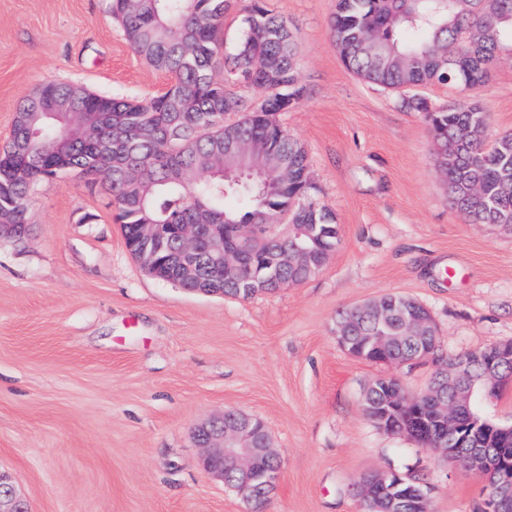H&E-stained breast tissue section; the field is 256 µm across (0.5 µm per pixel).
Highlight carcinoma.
I'll return each instance as SVG.
<instances>
[{
	"mask_svg": "<svg viewBox=\"0 0 512 512\" xmlns=\"http://www.w3.org/2000/svg\"><path fill=\"white\" fill-rule=\"evenodd\" d=\"M226 7L227 0H109L112 20L134 51L171 81L148 100L105 96L64 82L44 83L23 100L10 137L0 144V225H18L13 238L27 235L37 186L75 172L103 178L127 250H152L166 265V279L187 290L220 282L225 295L252 298L224 271L217 248L180 259L184 224L207 225L204 237L218 236L228 247L232 225L268 223L272 228L252 253L265 263L285 247L273 228L283 219L320 225L319 235L300 237L318 255L336 242L338 225L309 179L305 146L274 119L305 95L288 23L266 0H250L247 31L226 54ZM329 28L343 63L372 85L475 87L512 42V0H336ZM233 86L258 91L264 106L256 107V98L232 91ZM49 98L68 100L94 133L52 152L48 143L61 133L62 123L42 112ZM409 105L423 113L433 133L451 204L470 224L511 229L512 134L487 145V117L473 103L433 107L419 99ZM231 115L236 119L229 120ZM242 139L270 142L274 156L288 164V180L266 175L245 187L235 181L237 165L227 172L215 166V157ZM138 224L159 225L158 239L141 241ZM305 279L303 272L281 268L266 292ZM336 323L358 351L379 330L370 311L342 312ZM411 356L406 340L386 355L367 354L375 363Z\"/></svg>",
	"mask_w": 512,
	"mask_h": 512,
	"instance_id": "obj_1",
	"label": "carcinoma"
}]
</instances>
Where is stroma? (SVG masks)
<instances>
[{
    "label": "stroma",
    "mask_w": 512,
    "mask_h": 512,
    "mask_svg": "<svg viewBox=\"0 0 512 512\" xmlns=\"http://www.w3.org/2000/svg\"><path fill=\"white\" fill-rule=\"evenodd\" d=\"M109 0H0V141L20 102L65 82L113 97L163 91ZM294 36L301 103L276 115L304 143L340 243L304 283L248 300L188 292L127 251L110 196L69 175L37 187L25 241L0 238V469L31 512H248L200 467L195 428L261 419L281 464L270 512H363L366 472L420 474L432 512H480L476 476L363 413L368 383L423 389L431 364L359 360L336 318L385 294L431 312L444 354L512 341V231L465 222L409 97L473 100L489 139L512 133V59L470 90L372 86L346 68L336 0H269Z\"/></svg>",
    "instance_id": "1"
}]
</instances>
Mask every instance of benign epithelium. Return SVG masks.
<instances>
[{
  "label": "benign epithelium",
  "mask_w": 512,
  "mask_h": 512,
  "mask_svg": "<svg viewBox=\"0 0 512 512\" xmlns=\"http://www.w3.org/2000/svg\"><path fill=\"white\" fill-rule=\"evenodd\" d=\"M266 151L265 142H240L234 155L251 159ZM267 228L266 224H237L233 235L248 245ZM311 257L310 251L294 242L284 249L280 262L303 267L312 275L324 263L313 265ZM223 258L224 269L238 274V281L246 287L273 278L272 272L249 263L240 248L223 249ZM401 304L406 313L403 335L418 344L412 361L430 362L434 369L423 391L411 393L400 385L389 392L383 402L384 413L373 416L374 424L391 431L405 414L428 412L431 425L412 431L411 439L484 481L482 512H512V424L494 423L477 408L478 396L512 380V342L491 345L469 356L439 357L438 330L431 314L422 313L420 303L413 299L403 298ZM195 438L202 448V469L220 480L227 466L239 472L240 484L233 491L250 505L251 512H265L280 479V468L265 465L276 456L265 423L244 414L233 416L228 423L221 416L198 426ZM354 489L363 502L385 497L393 504H407L411 512H431L423 484L409 481L393 469L362 475ZM0 512H30L29 495L2 470Z\"/></svg>",
  "instance_id": "obj_1"
}]
</instances>
